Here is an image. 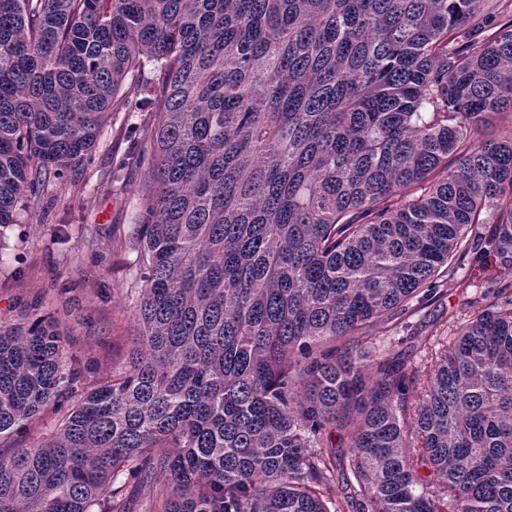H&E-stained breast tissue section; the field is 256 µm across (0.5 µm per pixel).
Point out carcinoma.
I'll return each mask as SVG.
<instances>
[{
  "instance_id": "cac0c4a2",
  "label": "carcinoma",
  "mask_w": 512,
  "mask_h": 512,
  "mask_svg": "<svg viewBox=\"0 0 512 512\" xmlns=\"http://www.w3.org/2000/svg\"><path fill=\"white\" fill-rule=\"evenodd\" d=\"M493 0H0V227L156 119L135 339L0 324V512H512V19ZM153 78L143 77L145 69ZM488 224L485 232L476 231ZM469 259L426 374L384 345ZM349 430L333 445L329 429Z\"/></svg>"
}]
</instances>
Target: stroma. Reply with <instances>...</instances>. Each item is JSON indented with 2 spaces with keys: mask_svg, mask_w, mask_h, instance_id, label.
I'll list each match as a JSON object with an SVG mask.
<instances>
[{
  "mask_svg": "<svg viewBox=\"0 0 512 512\" xmlns=\"http://www.w3.org/2000/svg\"><path fill=\"white\" fill-rule=\"evenodd\" d=\"M151 105L111 113L96 148L94 163L75 183L51 186L41 198L32 223L0 230V318L20 324L32 315L53 316L70 341V351L90 363L93 378L108 375L134 342L129 286L133 257L121 248L135 233L136 203L148 183L143 164H124L133 150L147 151L146 141L132 142L128 124H148ZM111 175L109 190L97 182ZM95 238L103 254L91 259L86 238ZM476 287L455 282L408 320V330L448 343L457 328L473 317L466 308L478 299Z\"/></svg>",
  "mask_w": 512,
  "mask_h": 512,
  "instance_id": "1",
  "label": "stroma"
}]
</instances>
